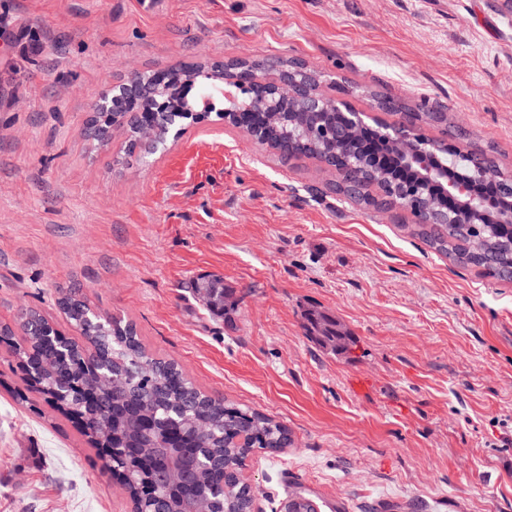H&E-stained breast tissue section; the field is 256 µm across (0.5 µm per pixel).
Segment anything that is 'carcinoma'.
<instances>
[{"instance_id": "carcinoma-1", "label": "carcinoma", "mask_w": 512, "mask_h": 512, "mask_svg": "<svg viewBox=\"0 0 512 512\" xmlns=\"http://www.w3.org/2000/svg\"><path fill=\"white\" fill-rule=\"evenodd\" d=\"M223 68L237 81L227 93L217 83H185L200 71ZM255 63L191 64L162 73H142L141 83L161 98L173 91L181 100L198 105L225 101L218 116L244 130L281 156L334 157L347 180L381 182L407 188L399 206L418 219L411 232L431 248L462 265H472L493 277L512 269V226L498 223V208L473 218L471 224H425L428 213L443 207L434 187L401 170L395 145L377 126L368 125L356 141H341L333 130L352 116L349 108L319 115L301 111L300 103L253 82ZM116 100L106 118L96 114L90 123L126 129V154L140 158L163 147L164 132L139 103L137 112L121 109ZM437 162L448 166V176L473 175L469 154L435 150ZM192 293L211 314L231 311L232 293L224 277L201 276ZM58 304L75 340L46 325L29 309L18 320L20 340L10 343L28 389L65 416L79 422L91 447L107 454L105 470L122 477V486L138 512H244L251 507V488L237 479L246 457L255 450L273 454L288 447V429L248 408L224 403L201 392L173 362L154 357L145 348L133 324L91 310L81 297L69 293ZM305 336L319 346L343 355L354 336L336 318L322 312L304 313ZM282 512H315L301 496L288 499Z\"/></svg>"}]
</instances>
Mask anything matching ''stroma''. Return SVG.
I'll return each instance as SVG.
<instances>
[{"label": "stroma", "mask_w": 512, "mask_h": 512, "mask_svg": "<svg viewBox=\"0 0 512 512\" xmlns=\"http://www.w3.org/2000/svg\"><path fill=\"white\" fill-rule=\"evenodd\" d=\"M277 58L512 174L505 0H0V323L36 309L68 332L58 301L78 292L207 393L283 423L292 445L242 469L255 512L292 487L317 512H512V280L224 122L125 167V131L105 147L86 132L129 72ZM208 273L232 291L227 318L192 295ZM307 309L350 330V356L305 337ZM24 388L1 344L0 512H132L75 423Z\"/></svg>", "instance_id": "stroma-1"}]
</instances>
